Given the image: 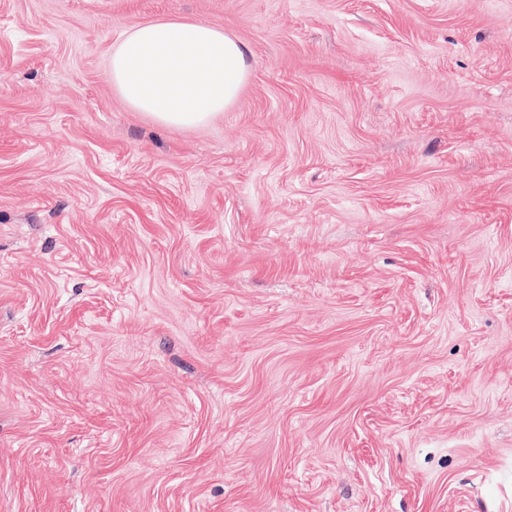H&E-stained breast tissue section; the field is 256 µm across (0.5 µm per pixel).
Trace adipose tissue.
I'll return each instance as SVG.
<instances>
[{
    "mask_svg": "<svg viewBox=\"0 0 512 512\" xmlns=\"http://www.w3.org/2000/svg\"><path fill=\"white\" fill-rule=\"evenodd\" d=\"M242 43L201 20H150L113 46L109 76L121 98L163 126L193 129L222 115L248 79Z\"/></svg>",
    "mask_w": 512,
    "mask_h": 512,
    "instance_id": "1",
    "label": "adipose tissue"
}]
</instances>
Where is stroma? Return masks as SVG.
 I'll return each mask as SVG.
<instances>
[{
	"instance_id": "obj_1",
	"label": "stroma",
	"mask_w": 512,
	"mask_h": 512,
	"mask_svg": "<svg viewBox=\"0 0 512 512\" xmlns=\"http://www.w3.org/2000/svg\"><path fill=\"white\" fill-rule=\"evenodd\" d=\"M0 512H512V0H0ZM248 75L243 44L201 20L135 23L109 60L112 85L129 106L180 129L223 115Z\"/></svg>"
}]
</instances>
